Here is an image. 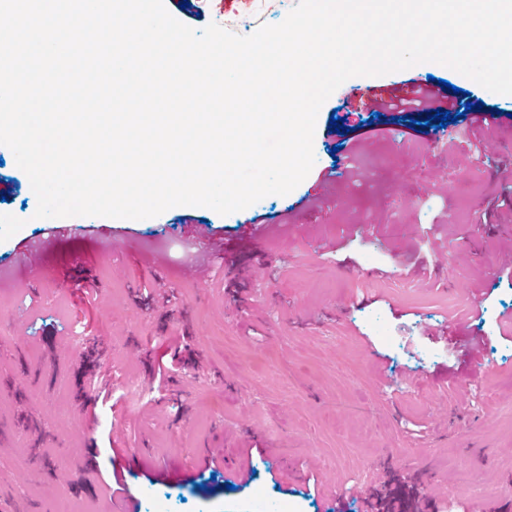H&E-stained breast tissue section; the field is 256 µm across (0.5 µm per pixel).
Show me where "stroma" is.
<instances>
[{"label":"stroma","instance_id":"35a3bbf8","mask_svg":"<svg viewBox=\"0 0 512 512\" xmlns=\"http://www.w3.org/2000/svg\"><path fill=\"white\" fill-rule=\"evenodd\" d=\"M168 0L180 22L249 35L298 0ZM458 87L464 113L421 127L364 112L331 130V110L409 78ZM480 103L469 112L467 102ZM508 130L490 141L484 115ZM315 164L288 195L221 215L170 209L112 219L117 238L34 261L18 254L86 216L40 219L0 145V375L16 352L73 382L98 338L107 361L88 397L29 392L55 436V477L28 456L17 406L0 389V512H512V95L427 62L345 81L319 110ZM323 196L312 192L322 177ZM214 244L199 266L186 225ZM245 471L231 481V472ZM481 491L456 483L461 471Z\"/></svg>","mask_w":512,"mask_h":512}]
</instances>
